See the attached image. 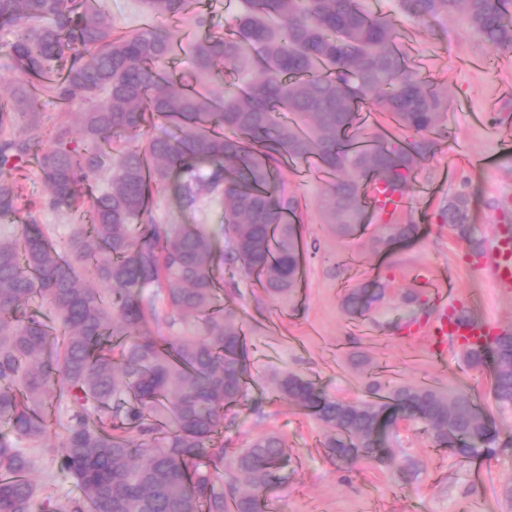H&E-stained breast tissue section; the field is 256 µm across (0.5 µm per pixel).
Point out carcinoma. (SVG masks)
I'll use <instances>...</instances> for the list:
<instances>
[{
    "label": "carcinoma",
    "mask_w": 512,
    "mask_h": 512,
    "mask_svg": "<svg viewBox=\"0 0 512 512\" xmlns=\"http://www.w3.org/2000/svg\"><path fill=\"white\" fill-rule=\"evenodd\" d=\"M143 4L153 20L187 12V0ZM398 11L423 25L462 16L489 50L512 53V0H398ZM0 21L14 28L10 68L22 77L0 106V215L15 210L13 171L31 160L49 189L40 206L89 214L63 240L34 222L0 236V422L13 434L0 438V512H33L36 462L20 444L43 442L58 424L61 466L80 495L48 498L42 512H262L292 459L266 433L224 461V412L245 396L248 372L219 269L272 299L295 291L308 245L281 167L314 160L328 182L322 223L354 237L367 185L404 193L434 153L447 129L445 92L424 80L395 18L363 0H239L224 33L189 44L197 72L247 73L220 92L168 70L166 30L126 32L92 0H0ZM40 91L86 106L48 147ZM365 106L386 124L360 123ZM157 126L177 134L146 135ZM170 188L185 210L222 202L224 248L202 224L156 222L155 200ZM442 216L482 247L470 196L448 200ZM384 229L399 242L416 227ZM383 296L353 288L344 311L361 315ZM162 322L180 333L158 335ZM465 356L491 368L497 408L512 409V333ZM276 391L324 425V445L341 460L382 459L380 438L402 417L463 458L494 452L493 421L464 393L406 383L351 404L293 374Z\"/></svg>",
    "instance_id": "carcinoma-1"
}]
</instances>
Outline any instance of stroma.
<instances>
[{
  "label": "stroma",
  "instance_id": "35a3bbf8",
  "mask_svg": "<svg viewBox=\"0 0 512 512\" xmlns=\"http://www.w3.org/2000/svg\"><path fill=\"white\" fill-rule=\"evenodd\" d=\"M364 3L370 11L396 16L423 76L448 95V135L416 173L417 183L433 185L434 194L423 198L416 190L407 192L411 204L402 215L419 226L413 242L388 244L378 220L347 239L320 222L315 202L322 182L284 169L289 193L302 204V236L310 245L304 288L274 301L254 282L225 270L224 303L256 348L248 353L247 396L225 419L224 446L233 453L270 431L283 437L295 469L267 493L277 512H512V502L503 495L512 485V412H496L489 368L468 366L461 347L452 344L437 355L404 334L407 324L431 320L443 307L512 331V292H499L488 277L489 243L495 233L512 229V141L502 132L512 127V53L497 66L480 65L486 50L461 23L424 27L398 15L397 0ZM475 112L484 113L482 123L472 122ZM448 167L455 176L445 182L441 173ZM16 177L17 210L0 218V234H15L33 219L50 225L56 237L68 236L71 217L29 209L30 200L45 192L33 170L18 171ZM462 189L472 199V222L485 241L478 252L439 216L442 203ZM154 215L162 223L203 224L216 234L224 223L219 203L181 211L169 194L158 198ZM420 268L447 273L452 286L447 299L423 292L418 303H404V296L415 292L411 279ZM366 283L385 285L386 297L361 317L350 318L342 309L344 293ZM286 373L311 380L339 399H367L375 387L386 390L406 382L464 392L493 413L495 450L460 459L437 446L424 424L412 419L399 425L388 443V462L338 460L323 444L322 424L275 392V378ZM57 443L52 436L46 444L25 445L38 464L36 483L46 496H77L74 479L57 462Z\"/></svg>",
  "mask_w": 512,
  "mask_h": 512
}]
</instances>
